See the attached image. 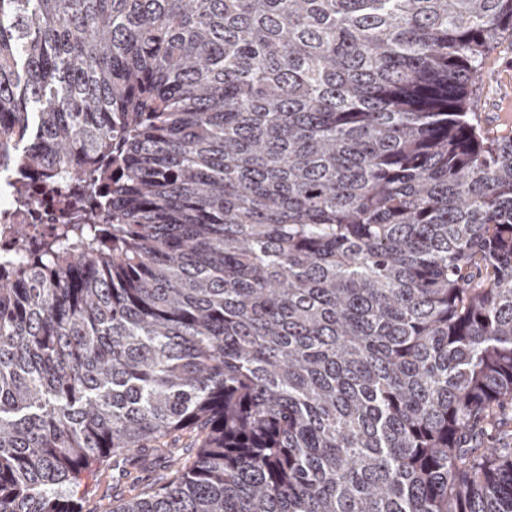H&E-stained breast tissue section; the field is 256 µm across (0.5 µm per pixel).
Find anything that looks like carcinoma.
<instances>
[{"label":"carcinoma","instance_id":"carcinoma-1","mask_svg":"<svg viewBox=\"0 0 512 512\" xmlns=\"http://www.w3.org/2000/svg\"><path fill=\"white\" fill-rule=\"evenodd\" d=\"M512 0H0V512H512ZM168 463L149 482L146 457ZM479 86L481 126L493 135L512 136V36L506 35L488 55ZM6 188L0 192V256L2 258H14L15 256V236L13 225H28L29 237L32 239L39 237L43 232H49L56 224L57 199L48 200L39 196V201L35 205L31 215L17 213L13 209L11 192L6 181ZM112 475L118 478V469L112 470V463L108 470V478L97 479L94 475L84 478L87 494L83 501L84 512H111L112 511ZM108 488V489H107Z\"/></svg>","mask_w":512,"mask_h":512}]
</instances>
